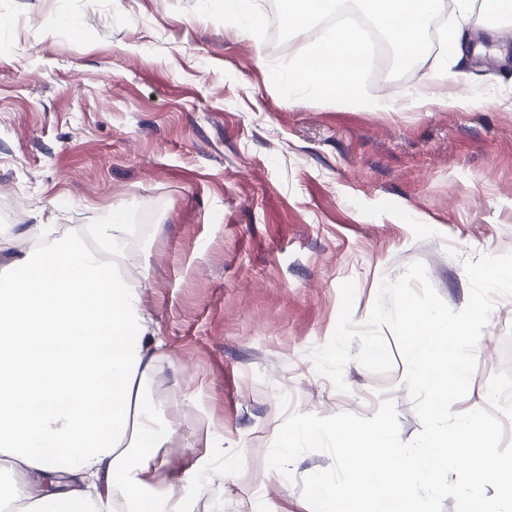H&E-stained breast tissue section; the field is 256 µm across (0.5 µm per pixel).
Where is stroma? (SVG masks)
<instances>
[{
	"label": "stroma",
	"mask_w": 512,
	"mask_h": 512,
	"mask_svg": "<svg viewBox=\"0 0 512 512\" xmlns=\"http://www.w3.org/2000/svg\"><path fill=\"white\" fill-rule=\"evenodd\" d=\"M196 0H0V233L93 224L112 208L148 226L129 251L144 312L171 360L155 375L171 399L178 468L221 443L229 469L206 512H310L303 480L332 464L307 452L289 475L270 447L293 412L373 417L395 407L399 435L422 426L391 331L377 374L350 360L346 391L309 353L334 333L341 286L364 326L383 281L422 263L452 310L470 297L465 266L512 252V41L504 57L438 68L432 43L371 106L288 100L269 65L278 44L195 13ZM470 87L453 111L414 107L411 89ZM24 250V241L16 243ZM512 440V298H497L467 394Z\"/></svg>",
	"instance_id": "obj_1"
}]
</instances>
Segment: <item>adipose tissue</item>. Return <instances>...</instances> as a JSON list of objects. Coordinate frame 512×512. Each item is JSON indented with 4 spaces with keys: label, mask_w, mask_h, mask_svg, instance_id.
I'll use <instances>...</instances> for the list:
<instances>
[{
    "label": "adipose tissue",
    "mask_w": 512,
    "mask_h": 512,
    "mask_svg": "<svg viewBox=\"0 0 512 512\" xmlns=\"http://www.w3.org/2000/svg\"><path fill=\"white\" fill-rule=\"evenodd\" d=\"M127 225L45 240L0 284V512H186L195 461L165 475L174 432L146 385L167 362L127 267Z\"/></svg>",
    "instance_id": "1"
}]
</instances>
